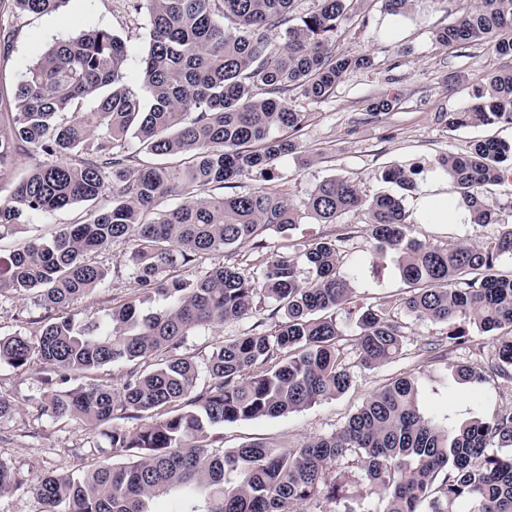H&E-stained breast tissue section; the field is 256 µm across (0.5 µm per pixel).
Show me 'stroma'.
Returning <instances> with one entry per match:
<instances>
[{"label": "stroma", "mask_w": 512, "mask_h": 512, "mask_svg": "<svg viewBox=\"0 0 512 512\" xmlns=\"http://www.w3.org/2000/svg\"><path fill=\"white\" fill-rule=\"evenodd\" d=\"M476 3L412 0L407 16L395 28L378 0H359L356 11L336 36L335 50L369 55L373 67L349 72L322 101L293 91L289 106L309 115L296 150L276 161L273 180L242 178L232 183L231 193L262 186L300 209L316 185L333 176L353 180L368 197L396 193V186L385 182L382 174L390 166L406 165L417 170L416 191L407 196L405 208L420 239L444 245L451 241L479 244L497 237L504 225L512 224V190L505 187H493L485 194L487 205L498 214L494 224H427L417 212V193L429 181H437L444 191L452 189L441 158L467 151L477 139L512 141V124L452 131L446 123L449 113L462 111L474 102L489 74L512 68V57L498 56L490 43L456 48L434 41L437 28L447 26L462 8ZM15 26L9 57L0 60V85L7 90H15L24 81L29 68L51 45L79 30L99 28L112 30L124 40L126 85L132 92L143 94L139 62L148 44V15L131 12L127 0H66L55 12L19 17ZM384 100L389 101V109H379V102ZM85 211V205L80 204L51 213H32L18 240L51 238ZM345 232L351 238L343 261L361 266L351 283L352 292L358 302H383L391 309L405 331L402 354L390 363L367 368L348 339L343 348L354 381L350 390L278 418L224 424L211 433L214 448L229 449L251 442L296 448L330 436L369 396L404 376L416 380L420 406L429 415L449 413L460 419L474 416L489 421L512 411V390L505 388L497 375L487 372L484 380L475 384L454 379L458 364L485 368L494 354L492 334L468 328V343L458 346L448 341V324L408 314L403 306L408 287L399 275L398 255L392 250L371 254L364 212H348L336 224L308 219L286 236L268 232L266 249L242 244L237 248L238 260L243 269L258 273L273 251L297 254L315 240L332 239ZM132 248L131 241L122 240L96 254L98 264L109 272V283L81 304L83 314L102 315L136 296V274L129 262ZM43 314L33 298L1 294L0 336L21 331L26 322ZM259 325L268 329L272 323L258 312L236 322L200 327L188 337L182 352L198 367H205L215 347L252 333ZM428 342L435 343V350L423 351V344ZM55 381L48 368L37 362L19 369L0 365V397L11 400L16 408L11 418L0 420V463L24 483L23 489L0 495V512H40L41 506L27 492V484L50 473H74L104 459L121 458L83 423L59 421L43 411L42 396L54 388Z\"/></svg>", "instance_id": "stroma-1"}]
</instances>
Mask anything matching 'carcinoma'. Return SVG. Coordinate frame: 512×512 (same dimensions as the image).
<instances>
[{"label":"carcinoma","instance_id":"obj_1","mask_svg":"<svg viewBox=\"0 0 512 512\" xmlns=\"http://www.w3.org/2000/svg\"><path fill=\"white\" fill-rule=\"evenodd\" d=\"M66 0H0V57L9 55L13 27L4 19L56 11ZM297 0H129L149 17V42L141 58L148 101L127 91L124 41L108 29H91L51 46L28 70L0 113V172L21 154L39 153L35 166L0 200V242L15 236L33 212L95 203L108 189L112 207L66 224L49 241L32 239L10 253L0 292L33 295L45 315L36 334L0 337V364L33 362L57 376L45 408L52 417L80 420L106 436L112 450L130 451L126 463L101 461L83 474L45 475L31 486L46 512H357L352 484L336 474L346 462L361 471L366 496L382 512H512V412L491 421L478 417L440 421L418 402L415 380L401 377L366 399L342 428L299 448L262 442L228 450L209 447V431L226 423L277 418L347 392L344 330L336 312L355 322L361 365L399 357L405 332L384 303L361 305L337 242L320 239L302 254L311 276L300 277L298 258L271 254L266 268L250 273L234 262L236 247L266 248L274 228L285 234L309 217L337 224L364 211L378 248L399 256L409 287L407 311L448 325L464 320L495 338L488 369L512 382V277L493 270L512 256V226L483 244L441 248L414 236L402 198L363 197L344 177L322 181L305 210L264 190L225 196L214 190L236 178L275 177L274 161L297 149L306 113L286 105L300 90L327 98L345 74L373 65L367 55L332 50L339 26L356 0H318L317 10L294 17ZM392 16L408 13L411 0H379ZM230 24H224V21ZM282 29L275 47L267 32ZM509 32L494 44L512 56V0H481L435 32L443 45H464ZM261 84L265 97L253 94ZM98 96L96 108L83 100ZM495 122L512 124V68L489 75L477 103L448 114L451 130ZM153 158L136 162L126 137ZM458 204L473 224H497L484 190L512 170V142L485 139L441 161ZM414 169L389 168L385 180L415 186ZM179 193L185 202L155 215L158 202ZM129 239L130 261L144 298L83 317L79 305L104 287L107 271L93 256ZM222 260L192 279L177 267L206 255ZM275 304L272 330L224 341L207 363L209 384L197 389L198 367L180 353L188 336L208 323L247 317L256 300ZM162 308L145 312L152 300ZM129 366L120 390L106 384L69 386L103 366ZM461 381L479 382L483 370L456 366ZM120 411L139 421L112 424Z\"/></svg>","mask_w":512,"mask_h":512}]
</instances>
